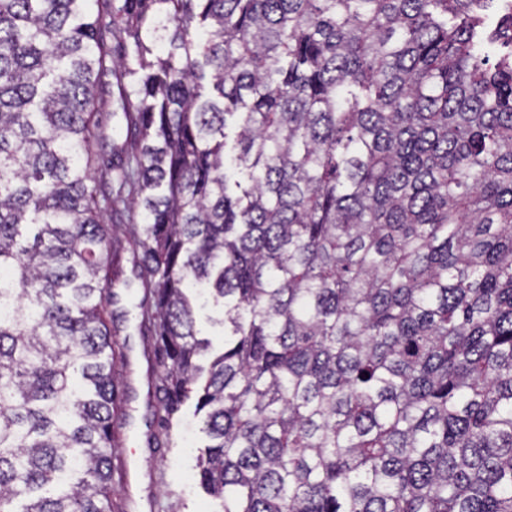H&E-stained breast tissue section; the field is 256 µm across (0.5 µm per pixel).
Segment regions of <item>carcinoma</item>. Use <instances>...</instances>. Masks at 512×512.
Returning a JSON list of instances; mask_svg holds the SVG:
<instances>
[{
	"label": "carcinoma",
	"instance_id": "1",
	"mask_svg": "<svg viewBox=\"0 0 512 512\" xmlns=\"http://www.w3.org/2000/svg\"><path fill=\"white\" fill-rule=\"evenodd\" d=\"M487 2L0 0V512H124L119 283L148 447L194 402L224 512H512V35ZM197 284L224 303L206 366Z\"/></svg>",
	"mask_w": 512,
	"mask_h": 512
}]
</instances>
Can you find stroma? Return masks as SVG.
Segmentation results:
<instances>
[{
    "label": "stroma",
    "mask_w": 512,
    "mask_h": 512,
    "mask_svg": "<svg viewBox=\"0 0 512 512\" xmlns=\"http://www.w3.org/2000/svg\"><path fill=\"white\" fill-rule=\"evenodd\" d=\"M145 363L132 356L120 371L137 390L136 399L125 405L131 414L129 424L120 428L127 477L113 488V500H125L129 512H151L155 500L169 502L170 512H222L219 501L208 496L195 479L196 456L206 438L193 415V405H185L174 420L171 446L164 454H155L147 446V430L142 421L145 412Z\"/></svg>",
    "instance_id": "obj_1"
}]
</instances>
